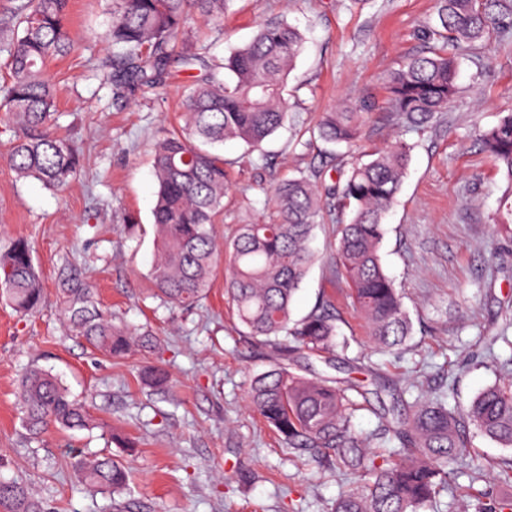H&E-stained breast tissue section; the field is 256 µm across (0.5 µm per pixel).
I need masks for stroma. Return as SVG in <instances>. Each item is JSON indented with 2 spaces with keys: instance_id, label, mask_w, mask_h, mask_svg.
Masks as SVG:
<instances>
[{
  "instance_id": "stroma-1",
  "label": "stroma",
  "mask_w": 512,
  "mask_h": 512,
  "mask_svg": "<svg viewBox=\"0 0 512 512\" xmlns=\"http://www.w3.org/2000/svg\"><path fill=\"white\" fill-rule=\"evenodd\" d=\"M437 0H228L224 27L195 24L189 39L222 61L244 46L266 20H286L307 38L288 77L293 107L286 125L261 153L225 141L229 190L218 239L260 217L279 181L304 175L325 186L339 171L394 139L412 144L408 174L386 219L382 263L403 301L413 335L402 354L377 351L353 309L345 280L314 261L293 302L306 315L333 296L342 335L352 344L330 361L303 360L296 372L374 388L385 364L398 386L453 384L466 406L500 377L498 359L512 344L486 349L485 339L512 337V241L491 222L505 180L483 153L480 131L512 112V46L497 37L462 59L459 91L421 132L397 125L384 106L382 82L417 53L421 24L436 17ZM112 0H71L68 25L75 47L48 75L59 88L56 125L82 143L84 167L66 191L17 178L5 159L15 135L0 119V251L19 237L33 250L44 305L23 316L0 299V476L26 481L47 512H327L352 477L288 457L274 433L247 406L252 379L277 352L240 331L224 294V264L213 271L206 299L185 310L153 298L156 251L152 209L156 183L152 144L179 126L183 97L199 69L172 64L161 87L118 102L100 65L114 49L106 38ZM366 98L376 104L357 147L338 148L303 134L322 112ZM138 218L125 227L123 212ZM73 263L94 282L98 299L125 322L146 325L159 347L110 358L69 336L58 305L60 271ZM38 365L59 374L93 416L137 445L129 458L130 489L85 494L74 455L111 451L101 429H50L30 440L21 425L18 376ZM163 366L167 387L141 381L137 367Z\"/></svg>"
}]
</instances>
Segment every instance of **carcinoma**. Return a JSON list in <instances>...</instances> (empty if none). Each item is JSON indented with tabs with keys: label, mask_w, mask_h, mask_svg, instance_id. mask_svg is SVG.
I'll return each instance as SVG.
<instances>
[{
	"label": "carcinoma",
	"mask_w": 512,
	"mask_h": 512,
	"mask_svg": "<svg viewBox=\"0 0 512 512\" xmlns=\"http://www.w3.org/2000/svg\"><path fill=\"white\" fill-rule=\"evenodd\" d=\"M226 0H112L108 37L117 52L103 79L113 96L129 98L162 83L168 67L197 61L204 75L185 98L184 126L153 145L157 191L153 220L157 257L152 267L155 296L185 309L207 295L214 267L229 256L225 292L245 334L275 347L284 361L308 359L337 345L336 308L322 300L301 319L292 300L315 259L310 243L325 210L339 214L337 247L324 259L330 275L348 282L368 338L387 351L403 349L412 325L401 294L386 274L380 247L385 218L400 191L411 145L396 140L366 162H354L338 183L323 190L300 176L272 191L273 219L240 224L219 245L215 220L227 191L224 158L211 151L228 139L257 149L288 118V76L305 39L283 20L262 24L251 42L222 63L200 53L178 54L177 44L193 23L223 25ZM69 0H17L12 11L0 109L18 127L7 161L20 179L58 191L82 170L83 154L72 139L53 132L57 88L47 66L67 56L73 40L66 26ZM512 0H438L437 19L422 35L431 43L392 70L386 92L402 126L423 127L458 92L460 60L477 43L500 33L512 43ZM370 105L364 101L324 112L310 136L350 145L362 134ZM484 152L503 171L507 188L493 224L512 237V113L480 134ZM61 314L72 336L112 357L157 345L144 327L116 323L96 297L92 283L64 265L59 278ZM0 297L27 315L43 305L40 275L23 239L0 252ZM144 381L161 387L166 370L143 368ZM22 422L37 439L51 426L65 430L98 427L89 408L75 399L63 379L32 366L20 380ZM252 409L280 437L290 454L316 453L318 462L357 474L360 482L341 493L332 512H438L440 493L452 486L467 461V431L473 429L512 448V380L484 388L464 408L448 406V391L434 389L404 405L394 401L367 438L351 426L358 403L327 380L308 378L284 362L255 376L248 390ZM91 495L129 490V471L114 455L81 456L74 462ZM0 512H45L42 501L17 479H0ZM476 512H512V497L478 503Z\"/></svg>",
	"instance_id": "carcinoma-1"
}]
</instances>
